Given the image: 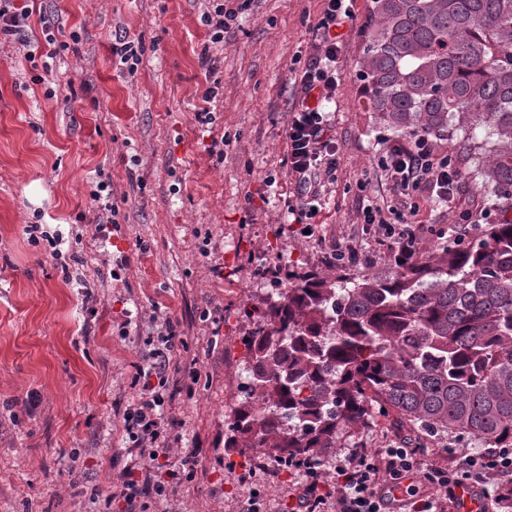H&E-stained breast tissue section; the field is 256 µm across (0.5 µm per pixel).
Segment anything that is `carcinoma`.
I'll list each match as a JSON object with an SVG mask.
<instances>
[{
  "mask_svg": "<svg viewBox=\"0 0 512 512\" xmlns=\"http://www.w3.org/2000/svg\"><path fill=\"white\" fill-rule=\"evenodd\" d=\"M364 43L365 111L404 137L484 129L471 178L512 197V0H372ZM390 265L288 272L244 340L231 447L293 465L377 406L424 435L512 448V219Z\"/></svg>",
  "mask_w": 512,
  "mask_h": 512,
  "instance_id": "obj_1",
  "label": "carcinoma"
}]
</instances>
